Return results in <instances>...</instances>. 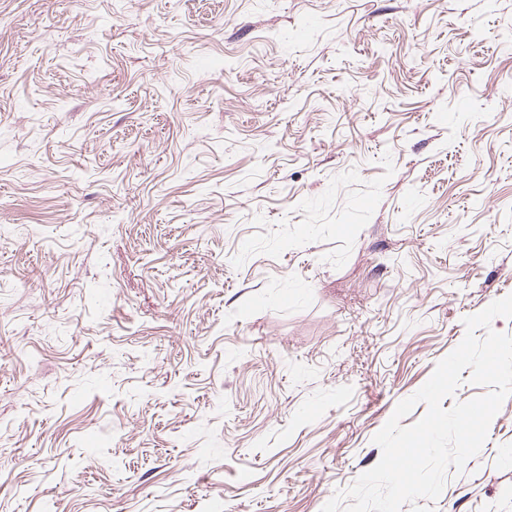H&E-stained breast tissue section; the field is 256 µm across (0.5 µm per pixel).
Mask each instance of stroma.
Listing matches in <instances>:
<instances>
[{
    "label": "stroma",
    "instance_id": "1",
    "mask_svg": "<svg viewBox=\"0 0 512 512\" xmlns=\"http://www.w3.org/2000/svg\"><path fill=\"white\" fill-rule=\"evenodd\" d=\"M510 294L512 0H0V512H321Z\"/></svg>",
    "mask_w": 512,
    "mask_h": 512
}]
</instances>
